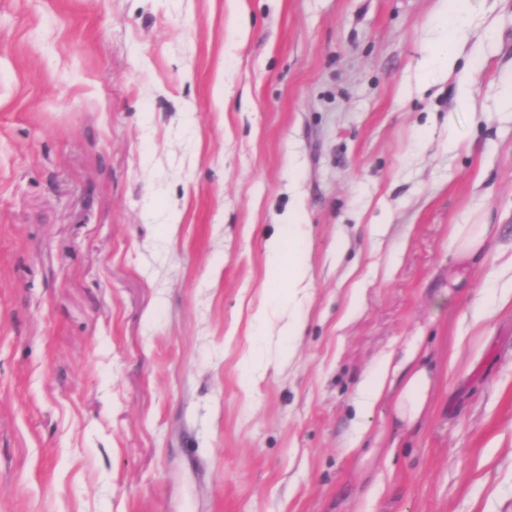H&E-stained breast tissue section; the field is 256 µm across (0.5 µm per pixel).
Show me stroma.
Segmentation results:
<instances>
[{
  "mask_svg": "<svg viewBox=\"0 0 512 512\" xmlns=\"http://www.w3.org/2000/svg\"><path fill=\"white\" fill-rule=\"evenodd\" d=\"M447 2L0 0V512H512V0L425 84ZM294 209L301 333L247 388ZM419 336L408 429L359 389ZM490 231V224H458L451 236V247L460 260H467L482 249Z\"/></svg>",
  "mask_w": 512,
  "mask_h": 512,
  "instance_id": "obj_1",
  "label": "stroma"
}]
</instances>
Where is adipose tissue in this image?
<instances>
[{
  "mask_svg": "<svg viewBox=\"0 0 512 512\" xmlns=\"http://www.w3.org/2000/svg\"><path fill=\"white\" fill-rule=\"evenodd\" d=\"M473 10V0H448V41L434 47L429 66L454 69L456 59L449 46L467 38ZM307 234L298 212L293 211L280 233L268 242L266 263L275 284L273 300L296 305L310 288L309 268L300 258ZM419 352V343L413 342L385 357L361 386L365 408L386 402L399 419L409 424L416 422L425 409L431 387L430 372L420 361Z\"/></svg>",
  "mask_w": 512,
  "mask_h": 512,
  "instance_id": "obj_1",
  "label": "adipose tissue"
}]
</instances>
